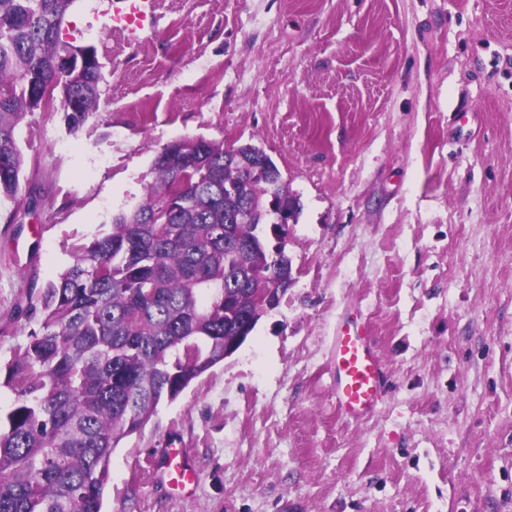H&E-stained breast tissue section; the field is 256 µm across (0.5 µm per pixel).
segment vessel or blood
I'll list each match as a JSON object with an SVG mask.
<instances>
[{"instance_id":"b4317fda","label":"vessel or blood","mask_w":512,"mask_h":512,"mask_svg":"<svg viewBox=\"0 0 512 512\" xmlns=\"http://www.w3.org/2000/svg\"><path fill=\"white\" fill-rule=\"evenodd\" d=\"M158 21L156 0H130L125 12L115 13L113 26L126 33L128 41H137L141 32L154 29ZM330 388L336 408L345 418L359 421L372 415L389 388L385 366L371 336L357 320L339 323L333 338L329 364ZM175 487H185L195 475L179 449L166 451Z\"/></svg>"}]
</instances>
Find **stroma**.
Returning <instances> with one entry per match:
<instances>
[{"instance_id":"obj_1","label":"stroma","mask_w":512,"mask_h":512,"mask_svg":"<svg viewBox=\"0 0 512 512\" xmlns=\"http://www.w3.org/2000/svg\"><path fill=\"white\" fill-rule=\"evenodd\" d=\"M77 0L98 107L17 129L21 207L0 203V381L36 329L31 289L138 206L172 141L250 143L301 212L294 284L231 357L114 449L102 512H512V0ZM362 312L392 389L360 422L329 388ZM196 473L173 491L164 450ZM157 21L156 0H130L127 11H117L112 16L113 27L124 30L131 42L137 41L139 34L146 29H154Z\"/></svg>"}]
</instances>
